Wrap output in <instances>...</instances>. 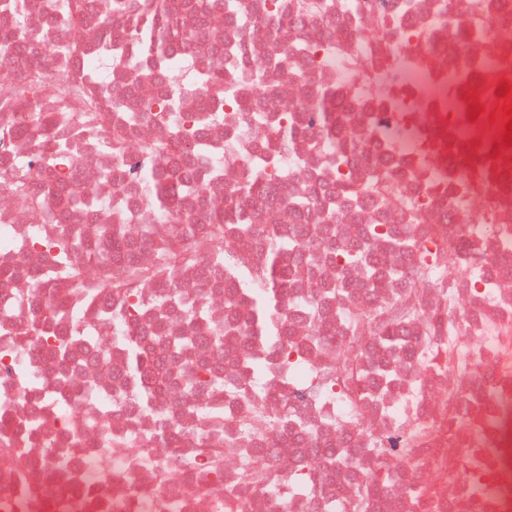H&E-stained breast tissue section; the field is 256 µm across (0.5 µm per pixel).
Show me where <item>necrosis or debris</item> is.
<instances>
[{"instance_id": "1", "label": "necrosis or debris", "mask_w": 512, "mask_h": 512, "mask_svg": "<svg viewBox=\"0 0 512 512\" xmlns=\"http://www.w3.org/2000/svg\"><path fill=\"white\" fill-rule=\"evenodd\" d=\"M80 2L73 29L39 0H0V512H512V148L494 147L512 104L498 94L512 84V0H362L358 13L346 0L324 13L281 0L263 26L307 45L304 57L225 23L221 0L183 10L162 57L142 49L152 0H127L120 15L114 0ZM481 14V35L456 42ZM7 32L34 41L18 48ZM220 56L225 87L245 99L198 98ZM165 74L180 86L175 105L134 121L113 110L157 99ZM323 88L348 104L340 124L356 137L336 169L316 147L322 125L272 134ZM46 112L60 121L32 122ZM199 122V223L257 178L276 199L248 204L250 224L292 236L289 199L334 191L310 213L325 257L289 282L266 341L248 349L253 320L223 349L210 336L230 321L227 287L265 288L261 245L236 246L228 276L202 256L177 269L183 308L160 287L151 307L110 291L87 299L90 263L66 252L119 220L133 241L143 224L171 234L173 216L148 205L152 184L129 168L149 164L144 145L169 146ZM46 181L76 191L65 223L30 203ZM413 212L414 245L391 247ZM370 224L385 232L371 287L342 260ZM132 337L148 367L185 343V359L221 366L223 386L189 391L170 369L142 405L128 396ZM351 347L385 370L355 405L325 387ZM247 356L287 361L298 385L254 379ZM167 422L180 434L165 444ZM390 436L411 455L379 452ZM253 471L263 483L244 485ZM371 472L394 479L368 497Z\"/></svg>"}]
</instances>
